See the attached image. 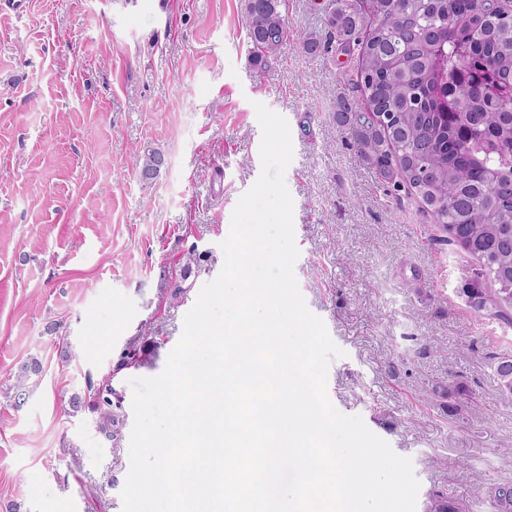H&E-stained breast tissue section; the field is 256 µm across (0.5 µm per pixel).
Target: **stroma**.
Returning <instances> with one entry per match:
<instances>
[{"mask_svg":"<svg viewBox=\"0 0 512 512\" xmlns=\"http://www.w3.org/2000/svg\"><path fill=\"white\" fill-rule=\"evenodd\" d=\"M247 32L245 0L0 10V512H121L130 381L162 372L222 269L261 173L258 102L290 127L294 274L344 352L332 404L411 458L416 512H498L481 490L512 485V327L463 293L477 260L337 123L353 63L289 43L258 71Z\"/></svg>","mask_w":512,"mask_h":512,"instance_id":"1","label":"stroma"}]
</instances>
